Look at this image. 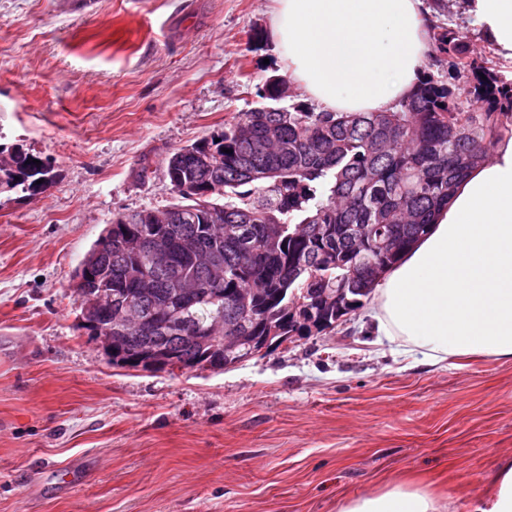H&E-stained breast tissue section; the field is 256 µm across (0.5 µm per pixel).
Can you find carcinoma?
<instances>
[{
  "label": "carcinoma",
  "instance_id": "1",
  "mask_svg": "<svg viewBox=\"0 0 512 512\" xmlns=\"http://www.w3.org/2000/svg\"><path fill=\"white\" fill-rule=\"evenodd\" d=\"M432 40L419 83L387 112H315L291 94L286 105L268 80L257 106L167 158L178 223L147 209L114 215L75 270L80 327L93 335L103 319L122 321L112 365L222 370L247 351H227L226 332L247 341L272 330L325 335L363 306L512 127V81L470 49L468 28L450 25ZM444 63L467 84L436 77ZM35 158L0 144V193L51 185L54 168ZM181 234L197 249L175 244L163 260L151 248L155 237ZM130 266L148 287L126 280ZM313 290L323 306L312 304ZM299 300L310 304L307 324ZM132 313L149 333L128 324Z\"/></svg>",
  "mask_w": 512,
  "mask_h": 512
}]
</instances>
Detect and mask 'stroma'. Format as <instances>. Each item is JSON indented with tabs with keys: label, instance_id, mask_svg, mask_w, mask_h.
Listing matches in <instances>:
<instances>
[{
	"label": "stroma",
	"instance_id": "35a3bbf8",
	"mask_svg": "<svg viewBox=\"0 0 512 512\" xmlns=\"http://www.w3.org/2000/svg\"><path fill=\"white\" fill-rule=\"evenodd\" d=\"M276 7L0 0V143L56 174L0 195V512H337L408 474L471 512L512 458V359L400 356L366 306L223 371L115 367L79 328L106 221L170 205L168 154L280 73Z\"/></svg>",
	"mask_w": 512,
	"mask_h": 512
}]
</instances>
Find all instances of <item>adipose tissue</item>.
I'll return each instance as SVG.
<instances>
[{
    "label": "adipose tissue",
    "mask_w": 512,
    "mask_h": 512,
    "mask_svg": "<svg viewBox=\"0 0 512 512\" xmlns=\"http://www.w3.org/2000/svg\"><path fill=\"white\" fill-rule=\"evenodd\" d=\"M271 21L289 80L327 112H386L422 74V0H278ZM482 38L512 60V0H466ZM377 335L435 365L453 356L512 359V135L458 186L429 232L372 293ZM472 512H512V459ZM431 491L401 481L338 512H441Z\"/></svg>",
    "instance_id": "ef3b65f1"
}]
</instances>
